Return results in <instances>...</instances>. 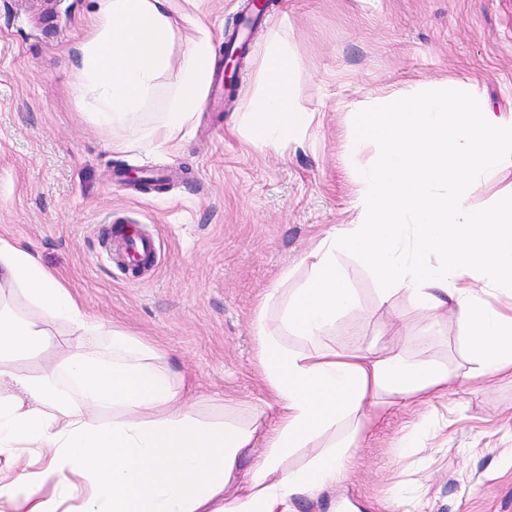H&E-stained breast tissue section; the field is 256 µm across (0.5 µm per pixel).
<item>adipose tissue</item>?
<instances>
[{
    "mask_svg": "<svg viewBox=\"0 0 512 512\" xmlns=\"http://www.w3.org/2000/svg\"><path fill=\"white\" fill-rule=\"evenodd\" d=\"M195 37L177 45L179 22ZM74 93L96 124L138 126L144 149L175 148L192 127L214 64L199 0H97L72 47ZM179 79L157 117L141 116L171 66ZM299 62L272 42L237 128L255 149L302 143L314 121L294 94ZM352 151L375 145L358 173L353 223L306 256L299 287L269 289L254 320L269 407H224L203 421L163 355L109 328L28 250L0 238V502L14 512H292L293 498L340 482L366 429V405L428 404L448 369L424 338L390 353L325 341L358 304L337 256L377 279L378 307L405 292L440 322L458 309L467 331L464 379L512 374V314L483 303L489 281L512 288V195L470 205L475 187L512 166V124L481 102L440 88L424 97L380 93L350 104ZM21 292L20 311L9 300ZM82 352L39 370L52 324ZM265 445L254 453L256 434ZM301 465H291L296 454Z\"/></svg>",
    "mask_w": 512,
    "mask_h": 512,
    "instance_id": "1",
    "label": "adipose tissue"
}]
</instances>
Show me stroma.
<instances>
[{
	"mask_svg": "<svg viewBox=\"0 0 512 512\" xmlns=\"http://www.w3.org/2000/svg\"><path fill=\"white\" fill-rule=\"evenodd\" d=\"M244 5L202 0L215 61ZM95 8L96 0H0V238L34 252L89 313L162 351L199 417L220 422L223 402L270 400L252 329L266 289L286 270L298 287L306 255L355 217L354 164L374 150L351 158L347 103L445 82L512 118V0H271L250 30L233 97L200 106L174 151L136 147V130L107 133L79 107L68 49ZM275 36L296 52L295 92L315 119L305 142L259 151L235 125ZM116 138L130 148L113 150ZM150 170L167 176L166 190L113 184L115 174ZM110 217L154 237L155 265L141 278L104 258ZM338 260L359 307L330 344L380 335L403 349L423 336L458 370L465 324L457 313L432 326L402 292L379 310L376 278L352 255ZM419 420L437 428L402 457L398 441ZM399 480L412 502L395 497ZM295 510L512 512V377H457L432 404L373 414L346 478L297 498Z\"/></svg>",
	"mask_w": 512,
	"mask_h": 512,
	"instance_id": "35a3bbf8",
	"label": "stroma"
}]
</instances>
